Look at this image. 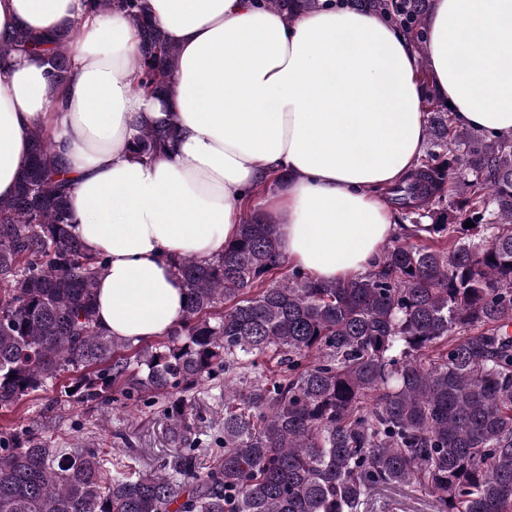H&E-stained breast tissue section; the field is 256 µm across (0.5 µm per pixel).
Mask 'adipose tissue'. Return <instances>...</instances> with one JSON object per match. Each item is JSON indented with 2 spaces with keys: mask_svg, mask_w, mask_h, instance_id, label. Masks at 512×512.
Instances as JSON below:
<instances>
[{
  "mask_svg": "<svg viewBox=\"0 0 512 512\" xmlns=\"http://www.w3.org/2000/svg\"><path fill=\"white\" fill-rule=\"evenodd\" d=\"M177 50L172 92L134 90L139 41L116 11L83 0H0V40L69 20L74 75L55 84L42 61L0 62V198L14 191L32 133L50 129L76 180L74 232L108 256L97 320L136 342L183 314L173 255L207 259L263 207L281 252L320 282L374 269L399 227L380 191L424 152L422 76L457 125L512 139V0H434L425 60L380 17L324 7L285 20L256 0H148ZM169 114L179 132L150 162L129 147ZM288 173L274 196L264 182Z\"/></svg>",
  "mask_w": 512,
  "mask_h": 512,
  "instance_id": "obj_1",
  "label": "adipose tissue"
}]
</instances>
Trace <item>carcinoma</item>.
I'll list each match as a JSON object with an SVG mask.
<instances>
[{
	"label": "carcinoma",
	"mask_w": 512,
	"mask_h": 512,
	"mask_svg": "<svg viewBox=\"0 0 512 512\" xmlns=\"http://www.w3.org/2000/svg\"><path fill=\"white\" fill-rule=\"evenodd\" d=\"M259 2L289 21L321 6ZM335 2L426 45L432 0ZM145 3L84 0L137 29L134 90L167 94L177 52ZM72 30L19 29L0 59L39 55L64 83ZM428 100L427 151L382 192L401 233L378 269L324 283L292 268L274 283L285 258L272 225L249 211L223 254L174 257L182 318L166 341L135 349L97 322L108 258L73 233L69 171L35 131L15 193L0 198V408L71 373L65 397L77 405L166 401L180 448L157 477L98 448L1 430L0 512H367L388 486L420 487L440 512H512V140L460 127ZM177 136L171 118L145 124L132 154L151 159ZM269 352L276 370L244 388L224 383L223 434L195 447L180 396Z\"/></svg>",
	"instance_id": "1"
}]
</instances>
